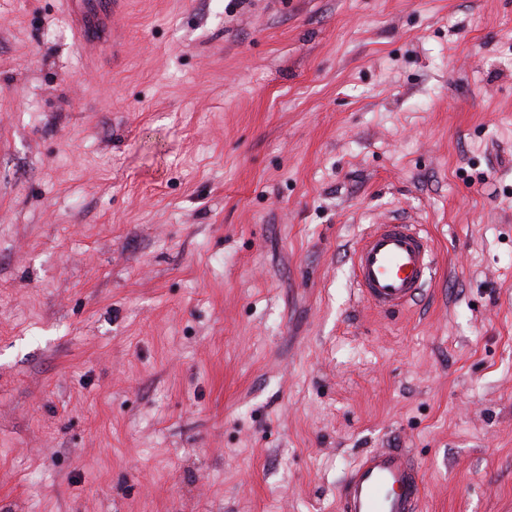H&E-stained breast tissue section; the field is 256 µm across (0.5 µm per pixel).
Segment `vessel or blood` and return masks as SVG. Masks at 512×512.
<instances>
[{
  "label": "vessel or blood",
  "mask_w": 512,
  "mask_h": 512,
  "mask_svg": "<svg viewBox=\"0 0 512 512\" xmlns=\"http://www.w3.org/2000/svg\"><path fill=\"white\" fill-rule=\"evenodd\" d=\"M85 51L114 49V20L126 0H66ZM434 263L431 239L402 219L371 225L352 254L354 286L374 311L405 310L423 292ZM424 483L409 449L375 448L363 453L344 477L340 512H420Z\"/></svg>",
  "instance_id": "vessel-or-blood-1"
}]
</instances>
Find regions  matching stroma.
<instances>
[{
  "label": "stroma",
  "mask_w": 512,
  "mask_h": 512,
  "mask_svg": "<svg viewBox=\"0 0 512 512\" xmlns=\"http://www.w3.org/2000/svg\"><path fill=\"white\" fill-rule=\"evenodd\" d=\"M0 0V512H512V0ZM432 278L382 316L368 225ZM126 0H66L68 14L82 48L97 53L106 48L112 55L119 38L114 20L125 9ZM433 263L432 240L416 224H373L352 254L354 288L377 313L399 312L424 291ZM424 483L407 448L363 453L339 490L341 512H419Z\"/></svg>",
  "instance_id": "35a3bbf8"
}]
</instances>
